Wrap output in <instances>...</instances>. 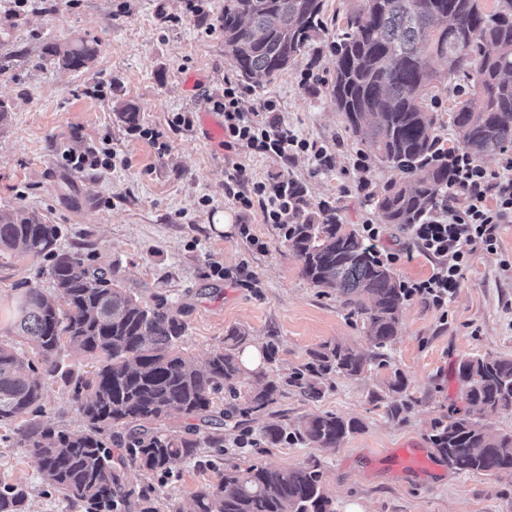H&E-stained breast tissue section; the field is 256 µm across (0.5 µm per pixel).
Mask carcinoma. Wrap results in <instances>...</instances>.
Listing matches in <instances>:
<instances>
[{"label": "carcinoma", "instance_id": "1", "mask_svg": "<svg viewBox=\"0 0 512 512\" xmlns=\"http://www.w3.org/2000/svg\"><path fill=\"white\" fill-rule=\"evenodd\" d=\"M358 0L336 33L331 96L354 132L368 131L367 144L398 172L371 201L385 223L403 231L419 224L448 191V167L436 161L437 118L425 90L461 73L472 74L473 92L450 113L459 145L474 158L512 147V0ZM323 0H224L220 18L224 48L246 79L272 78L288 68L321 30ZM62 67H89L97 48L83 40L51 44ZM443 59L447 69L432 68ZM59 229L21 210H0V251L22 249L51 259L57 292L24 290L14 323L46 362L63 340L102 357L89 378L58 371L73 384L85 429L71 433L36 419L18 444L38 459L47 491L86 512H158L157 489L128 487L129 465L167 475L200 448H221L214 431L233 413L213 414L224 383L239 373L234 350L246 340L236 332L201 367L178 352L185 332L180 313L165 301L149 304L121 287L112 266L87 264L76 253L56 251ZM314 286L331 288L350 313L363 316L374 359L387 364L384 350L399 332L406 296L373 247L343 224L336 209L298 208L284 232ZM366 360L341 343L310 353L288 384L307 396L318 394L311 379L330 373L360 374ZM40 368L0 340V423L40 408ZM465 383L464 409L452 410L432 442L458 473L512 475V435L490 437L480 425L488 411L512 410V359L477 356L459 364ZM278 391L274 383L250 396L246 415L265 408ZM191 419L183 428H158L172 413ZM360 429L359 421L326 412L294 428L293 437L316 448H337ZM27 490L0 479V512H26ZM196 512H332L314 466L228 469L221 480L195 496Z\"/></svg>", "mask_w": 512, "mask_h": 512}]
</instances>
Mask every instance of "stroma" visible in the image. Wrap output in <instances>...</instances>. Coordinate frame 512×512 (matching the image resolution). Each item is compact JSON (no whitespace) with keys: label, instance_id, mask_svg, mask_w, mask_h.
Wrapping results in <instances>:
<instances>
[{"label":"stroma","instance_id":"obj_1","mask_svg":"<svg viewBox=\"0 0 512 512\" xmlns=\"http://www.w3.org/2000/svg\"><path fill=\"white\" fill-rule=\"evenodd\" d=\"M356 5L324 0V28L294 63L272 79L242 82L244 111L274 98L288 127L328 150L332 166L317 172L308 156L285 166L243 144L225 149L223 135L206 132L203 115L224 121L212 101L224 93L225 74L235 71L220 27L224 0H207L198 17L185 14L184 0H35L18 14L10 0H0V101L10 106L0 119V209L58 225L59 250L111 265L142 300L162 298L179 310L186 324L179 352L187 362L203 364L225 336L244 332L263 358L234 381L239 407L268 382L282 387L264 409L224 426L223 454L203 449L200 459L156 478L127 467L128 486L157 487L159 512H194L195 494L217 483L224 470L255 463L319 465L334 512H512V477L456 473L432 442L439 424L463 405L460 360L512 358V223L502 226L496 252L474 255L447 314L418 299L405 302L388 364L380 367L370 360L362 317L349 314L335 291L303 276L278 226L262 223L259 211H241L224 193L228 175L240 165L255 181L293 178L307 210L326 202L352 228L368 219L382 223L370 196L393 173L369 151L363 134L348 128L329 94L335 67L330 44ZM76 37L96 43L97 56L87 69L61 68L45 48ZM308 67L321 77L311 89L297 79ZM470 87L458 76L439 84L429 99L444 147L458 144L449 114ZM125 103L136 108V124L120 118ZM183 112L191 114V124L172 126ZM146 129L158 132V139L143 137ZM103 148L112 152L107 169L76 170L61 159L67 150ZM360 151L368 165L364 195L356 190L360 175L353 168ZM219 213L227 223L221 231L213 227ZM244 225L249 235H241ZM49 264L0 252V337L15 339L18 348L26 343L15 337L17 300L29 287L54 297ZM335 342L367 357L361 374L324 376L317 399L287 386L311 351ZM41 381L40 420L82 430L84 420L60 374ZM403 401L407 409L388 416L387 405ZM325 412L356 419L361 428L332 449L285 440L271 445L262 438L268 424L289 432ZM19 427L16 421L0 424V478L27 486L29 512H85L44 493L35 456L17 443ZM410 446L434 456V472L401 471L393 452Z\"/></svg>","mask_w":512,"mask_h":512}]
</instances>
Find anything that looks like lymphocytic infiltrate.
I'll list each match as a JSON object with an SVG mask.
<instances>
[{"label":"lymphocytic infiltrate","mask_w":512,"mask_h":512,"mask_svg":"<svg viewBox=\"0 0 512 512\" xmlns=\"http://www.w3.org/2000/svg\"><path fill=\"white\" fill-rule=\"evenodd\" d=\"M242 89L232 78L224 80V95L213 108L224 115V146L246 144L255 153L290 162L298 154L310 155L316 170L330 168L332 156L316 141L299 137L284 124L277 100L265 99L259 110L242 111ZM439 161L449 174L447 198L421 224L410 225L405 234L408 249L383 244L384 225L365 222L361 233L378 257L393 265L420 252L435 262L426 278L401 281L407 298H419L438 311H445L460 288L464 273L476 252H496L499 230L512 223V149L503 152L504 175L488 171L484 163L460 147L441 149ZM293 180L273 176L251 181L245 168L236 167L224 186L228 198L241 210H260L263 223L289 224L297 210Z\"/></svg>","instance_id":"1"}]
</instances>
